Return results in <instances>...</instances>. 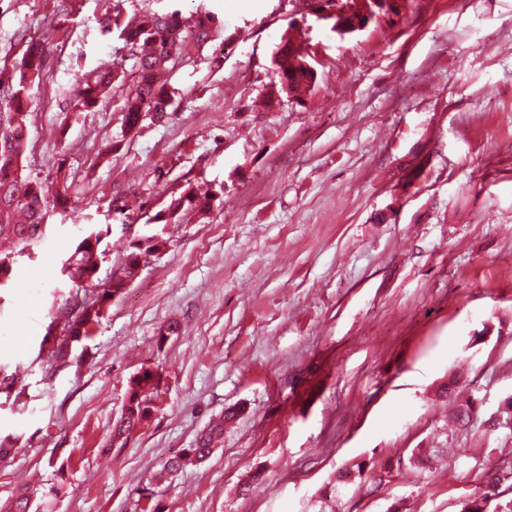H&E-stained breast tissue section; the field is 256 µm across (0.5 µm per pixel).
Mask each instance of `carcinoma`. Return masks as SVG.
I'll use <instances>...</instances> for the list:
<instances>
[{
	"label": "carcinoma",
	"instance_id": "cac0c4a2",
	"mask_svg": "<svg viewBox=\"0 0 512 512\" xmlns=\"http://www.w3.org/2000/svg\"><path fill=\"white\" fill-rule=\"evenodd\" d=\"M215 22V16L210 13H200L194 21L187 22L178 10L164 15L146 11L131 22L121 20L118 14L106 17V27L118 32V38L128 47L131 69L139 74L137 85L124 99V134L137 135L142 120L150 115L158 119L168 115L174 105V97L167 88L157 84L156 75L174 69L179 61L191 59L193 49L209 43L216 29ZM45 54L42 43L29 42L21 61L18 80L9 94L0 98V243L10 244L9 250L0 251V287L12 285L16 265L21 259L34 260L26 252L25 246H33L45 238L51 213L69 200L66 192H59L54 200H49L48 190L41 183L22 176L28 141L27 109L32 102V87L44 78ZM305 61L307 55L299 46L291 39L282 37L274 55L280 81L268 93L267 106L278 103L282 93L298 100L302 93L311 91L317 75L303 66ZM124 80L125 67L122 65L114 64L110 68L90 71L79 86L74 108L78 112L96 111L112 88L123 84ZM186 205L206 212L211 207V199L207 195L186 192L178 196L173 192L168 205L155 215L154 220L168 224L180 215ZM102 236L100 231L86 235L59 261L54 273L77 289L93 281L105 259L106 251L100 249ZM165 246L166 241L157 235L140 238L131 243L132 251L120 268L130 273L140 265L141 260L162 252ZM128 286L124 279H112L91 303L80 301L76 296L64 302L59 310L71 311L67 322L71 333L80 339L90 338L93 328L104 317L112 300ZM159 382V375L148 369L130 378L127 403L121 421L112 431V437H121L146 420L151 395ZM223 435L222 420L203 429L196 438L195 447L185 448L167 459L158 478L176 476L188 457L204 462ZM166 490L167 487L153 483L148 484L146 489H136L133 512H160L161 498Z\"/></svg>",
	"mask_w": 512,
	"mask_h": 512
}]
</instances>
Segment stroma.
I'll use <instances>...</instances> for the list:
<instances>
[{"instance_id": "stroma-1", "label": "stroma", "mask_w": 512, "mask_h": 512, "mask_svg": "<svg viewBox=\"0 0 512 512\" xmlns=\"http://www.w3.org/2000/svg\"><path fill=\"white\" fill-rule=\"evenodd\" d=\"M175 8L219 26L170 74L168 118L123 139L127 83L71 111L83 74L121 59L106 12ZM285 35L317 81L268 108ZM31 40L45 78L23 175L77 196L18 269L25 290L0 288V374L23 391L0 392V507L30 489L33 512H132L232 409L164 512H460L482 496L504 512L512 490L488 496L487 474L512 469V431L487 422L512 395V0H408L345 38L304 0H0V93ZM187 184L210 211L154 222ZM91 225L109 230L103 279L137 236L168 246L51 369L39 345L71 286L50 270ZM145 368L165 376L153 412L110 442ZM456 373L465 429L448 423ZM224 435V418L219 422L213 423L211 426L203 429L195 441L194 448H185L182 450L180 454L174 455L166 460L160 473L158 474L159 481L156 484L149 483L148 486H143L142 488L136 489V494L138 495L137 499L133 501V511L134 512H161V498L163 493L166 492L167 488L170 486L159 487L157 485L160 484L162 478H165V475L171 476V480L174 476L178 474L181 470L183 463L187 457L195 458L200 463L204 462L211 455L213 446L218 440ZM148 487V488H146ZM146 488V489H144ZM150 491L151 496H149L148 501L142 505V499L144 497V492Z\"/></svg>"}]
</instances>
